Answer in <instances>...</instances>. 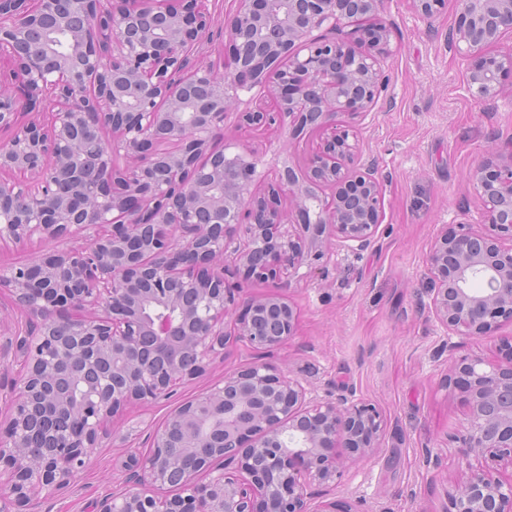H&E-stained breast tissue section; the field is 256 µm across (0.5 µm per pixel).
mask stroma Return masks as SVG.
Segmentation results:
<instances>
[{"instance_id":"obj_1","label":"stroma","mask_w":512,"mask_h":512,"mask_svg":"<svg viewBox=\"0 0 512 512\" xmlns=\"http://www.w3.org/2000/svg\"><path fill=\"white\" fill-rule=\"evenodd\" d=\"M458 11L449 0L446 11L426 18L410 0H381L379 16L392 25L386 84L375 108L352 121L363 162L384 181L378 239L357 253L331 245L284 291L299 323L275 363L298 372L320 397L352 389L387 420L380 453L345 463L332 494L340 504L360 499L364 512H443L448 488L482 467L454 440L467 408L447 393L448 367L456 357H504L503 344L512 341L508 321L480 340L449 337L429 311L435 236L446 224L483 222L472 174L491 145L512 147V78L503 77L505 91L493 101L470 98L467 63L449 47ZM284 139L240 128L231 114L218 142L269 154ZM256 359L243 343H229L206 376L170 399L130 408L92 465L69 488L34 499L30 512H89L93 500L122 491L125 460L147 452L149 432L171 409Z\"/></svg>"}]
</instances>
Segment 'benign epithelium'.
<instances>
[{"instance_id":"obj_1","label":"benign epithelium","mask_w":512,"mask_h":512,"mask_svg":"<svg viewBox=\"0 0 512 512\" xmlns=\"http://www.w3.org/2000/svg\"><path fill=\"white\" fill-rule=\"evenodd\" d=\"M237 2L216 44L206 0H0V84L16 89L0 95V243L93 231L85 246L0 263V290L39 318L7 342L20 370L0 431V512L69 485L111 423L204 376L232 338L263 358L180 403L125 464L124 492L93 512H336L308 507L341 476L336 444L356 462L384 443L376 405L348 389L321 398L270 358L299 318L280 288L337 240L360 251L377 240L383 183L338 118L376 105L391 27L380 0ZM412 4L432 18L448 0ZM459 5L452 42L469 95L494 100L512 76V45L499 48L512 0ZM359 15L374 21L344 37ZM48 22L68 33V53L32 38ZM255 88L271 105L242 107ZM34 110L44 119L18 123ZM233 110L290 141L326 137L306 172L282 147L269 163L219 149ZM87 135L100 141L91 154L77 149ZM472 181L485 222L443 226L428 270L436 322L478 340L512 321V149L488 152ZM230 274L270 291L229 288ZM154 300L169 313L161 323L142 312ZM63 364L84 388L77 399L57 388ZM449 381L468 409L466 453L512 461V356L458 359ZM447 497L448 512H512V483L480 470Z\"/></svg>"}]
</instances>
